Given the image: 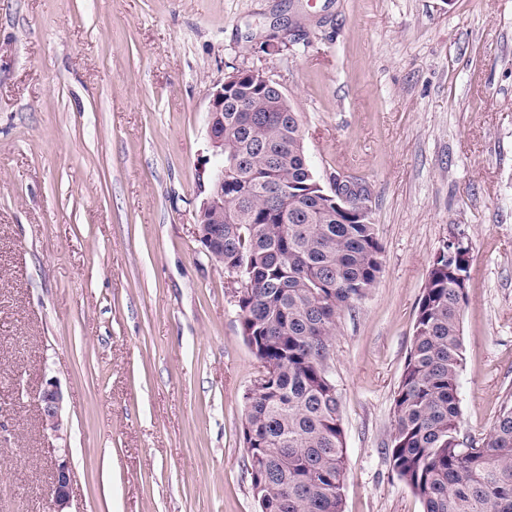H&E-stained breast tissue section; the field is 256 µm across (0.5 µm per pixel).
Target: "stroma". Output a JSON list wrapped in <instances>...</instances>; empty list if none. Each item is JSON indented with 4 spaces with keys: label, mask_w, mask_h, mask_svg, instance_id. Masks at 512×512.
Here are the masks:
<instances>
[{
    "label": "stroma",
    "mask_w": 512,
    "mask_h": 512,
    "mask_svg": "<svg viewBox=\"0 0 512 512\" xmlns=\"http://www.w3.org/2000/svg\"><path fill=\"white\" fill-rule=\"evenodd\" d=\"M251 67L300 113L320 179L366 184L384 248L328 360L344 512L424 510L388 448L452 234L470 257L462 432L512 404V0H0V512H45L63 459L69 512H258V360L196 240L212 93ZM38 401L42 427L54 434L61 432L64 427L62 416L64 393L55 378L50 377L44 380Z\"/></svg>",
    "instance_id": "35a3bbf8"
}]
</instances>
